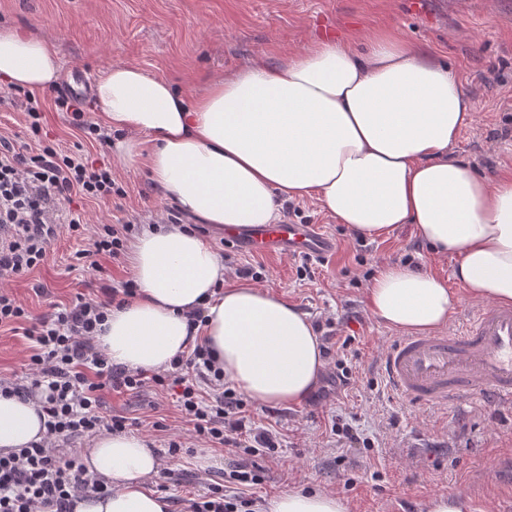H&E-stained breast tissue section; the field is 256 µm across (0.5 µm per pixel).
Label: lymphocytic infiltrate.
Here are the masks:
<instances>
[{
    "label": "lymphocytic infiltrate",
    "instance_id": "1",
    "mask_svg": "<svg viewBox=\"0 0 512 512\" xmlns=\"http://www.w3.org/2000/svg\"><path fill=\"white\" fill-rule=\"evenodd\" d=\"M115 191L110 164L90 162L57 145H43L33 153L15 139L0 137V327L22 326L30 344L28 380L1 379L0 392L35 399L46 427L42 441L0 456V512H73L79 495L111 492V485L88 474L78 453L66 449L72 440L92 436L103 426L115 433L129 429L128 417L99 414L110 390L138 394L172 386L177 407L197 438L238 458L269 457L278 448L272 431L248 426L243 399L226 386L223 368L203 342L175 356L162 373L111 362L95 335L109 307L136 297L133 281L103 288L97 301L76 297L37 319L8 289V282L45 262L61 228L82 235L81 213L59 214L60 198L76 193L97 200ZM131 231L127 223L97 225L91 248L78 251V260L95 271L100 259L120 258ZM261 480L259 470L238 462L225 472L223 482L190 499L189 512H257V498L240 487Z\"/></svg>",
    "mask_w": 512,
    "mask_h": 512
}]
</instances>
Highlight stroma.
<instances>
[{"instance_id":"35a3bbf8","label":"stroma","mask_w":512,"mask_h":512,"mask_svg":"<svg viewBox=\"0 0 512 512\" xmlns=\"http://www.w3.org/2000/svg\"><path fill=\"white\" fill-rule=\"evenodd\" d=\"M0 25L19 26L54 38L65 71L85 69L97 77L113 63L137 66L180 89L203 91L205 81L242 69L256 59L275 65L305 49L324 33L364 45L388 26L416 48L446 59L475 106V120L453 149L456 158L494 177L512 169V0H0ZM65 85L42 91L46 110L42 136L28 130L20 102L0 100V136L27 143L39 138L78 147L89 160H110L112 177L124 197L87 201L62 199L60 210H79L88 224H144L166 220L171 206L135 164L114 158L109 146L86 138L55 100ZM291 224H317L336 242L312 274L296 273L294 256L263 255L225 241L211 225L194 224L217 254L229 258L224 276L245 284L238 267H263L260 287L305 313L317 336L330 335L342 347L335 360L351 369L353 385L321 400L272 404L248 399L252 426L276 432L277 461L255 457L265 481L254 492L268 499L283 492H331L347 512H428L439 495H464L471 512H499L491 487L512 488V410L479 400L448 408L420 407L393 398L381 373L380 357L396 339L370 310L366 287L373 272L411 257L417 269L448 285L456 303L448 319L457 325L477 303L454 279L458 259L436 253L414 225L404 224L376 237H358L316 202H296ZM88 239L64 233L43 265L12 288L33 317L78 296L97 299L102 285L132 278L127 257L105 259L88 272L75 254ZM120 413L137 419L134 434L145 437L162 463L148 489H164L170 512L183 500L220 482L224 451L196 439L169 392L141 395L109 392L102 416ZM162 430H154L153 422ZM352 427L349 440L341 426ZM180 437L187 447L166 454L164 445Z\"/></svg>"}]
</instances>
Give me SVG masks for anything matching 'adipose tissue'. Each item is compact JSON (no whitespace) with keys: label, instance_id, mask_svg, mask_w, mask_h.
<instances>
[{"label":"adipose tissue","instance_id":"adipose-tissue-1","mask_svg":"<svg viewBox=\"0 0 512 512\" xmlns=\"http://www.w3.org/2000/svg\"><path fill=\"white\" fill-rule=\"evenodd\" d=\"M63 75L56 43L0 27V88L43 91ZM115 155L147 168L165 201L218 229L273 224L280 200L314 199L355 234L415 225L454 254V278L475 300L512 304V172L493 179L452 158L473 104L448 63L383 32L358 49L318 40L287 60L261 61L183 93L142 69L115 64L94 87ZM138 294L107 312L97 335L113 363L159 370L190 344L187 315L204 307L200 334L225 377L264 403L302 401L324 360L307 315L251 286L224 283L212 245L182 224H149L130 257ZM385 324L429 332L448 322L447 284L405 265L367 287ZM34 401L0 393V455L41 440ZM111 482L74 512H169L146 489L160 463L145 439L105 432L84 458ZM263 512H347L333 494L288 492Z\"/></svg>","mask_w":512,"mask_h":512}]
</instances>
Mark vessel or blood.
Here are the masks:
<instances>
[{"mask_svg": "<svg viewBox=\"0 0 512 512\" xmlns=\"http://www.w3.org/2000/svg\"><path fill=\"white\" fill-rule=\"evenodd\" d=\"M254 252L321 258L336 245L314 224H264L230 230ZM390 390L414 404L445 406L489 398L512 407V306L486 303L455 330L399 337L381 358Z\"/></svg>", "mask_w": 512, "mask_h": 512, "instance_id": "b4317fda", "label": "vessel or blood"}]
</instances>
